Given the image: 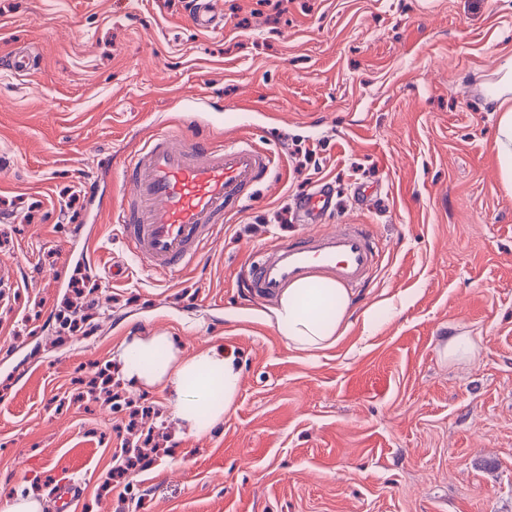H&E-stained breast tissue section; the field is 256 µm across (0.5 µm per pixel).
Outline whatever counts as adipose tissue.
Here are the masks:
<instances>
[{
    "instance_id": "obj_1",
    "label": "adipose tissue",
    "mask_w": 512,
    "mask_h": 512,
    "mask_svg": "<svg viewBox=\"0 0 512 512\" xmlns=\"http://www.w3.org/2000/svg\"><path fill=\"white\" fill-rule=\"evenodd\" d=\"M497 74L488 94L499 114L493 149L503 183L511 187L512 50L502 53ZM354 311L350 291L332 278L315 276L284 288L266 319L294 350L315 353L336 345ZM119 359L133 385L167 391L173 418L194 434L208 433L222 424L236 402L241 369L223 348L211 347L185 359L168 333L155 332L122 342Z\"/></svg>"
}]
</instances>
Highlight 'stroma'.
<instances>
[{
    "instance_id": "1",
    "label": "stroma",
    "mask_w": 512,
    "mask_h": 512,
    "mask_svg": "<svg viewBox=\"0 0 512 512\" xmlns=\"http://www.w3.org/2000/svg\"><path fill=\"white\" fill-rule=\"evenodd\" d=\"M193 0H0V512L77 487V512H512V191L492 149L483 88L512 46V0H221L196 31ZM190 100L214 132L270 148L278 175L229 217L191 270L131 265L99 198L120 201L126 146ZM250 109H240L242 101ZM97 181L98 197L87 194ZM335 220L383 248L336 346L291 348L236 278L305 229L319 182ZM358 185L377 187L360 207ZM83 255L99 277L91 318L62 321ZM169 333L189 358L223 345L241 365L233 409L203 435L167 394L124 379L125 339ZM463 333L475 358L452 362ZM114 371L144 398L167 454L109 485L123 407L87 400ZM192 21L198 31H213L221 26L223 16L217 0H197L194 3ZM1 64L17 72L33 70L34 58L21 46L14 47L7 55H1ZM443 354L448 359L462 360L473 355L475 343L471 336L465 334H455L447 336L441 345Z\"/></svg>"
}]
</instances>
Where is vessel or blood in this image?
I'll list each match as a JSON object with an SVG mask.
<instances>
[{"mask_svg": "<svg viewBox=\"0 0 512 512\" xmlns=\"http://www.w3.org/2000/svg\"><path fill=\"white\" fill-rule=\"evenodd\" d=\"M192 21L202 32L221 26L218 0H195ZM196 125L194 114H184L179 130L153 129L135 146L121 167L128 191L112 211L129 255L170 275L194 265L225 219L251 202L275 171L268 148L242 135L203 138ZM303 207L312 230L272 244L248 263L240 285L256 301L318 274L359 288L377 269L381 254L371 225H324L336 208L327 188L308 194Z\"/></svg>", "mask_w": 512, "mask_h": 512, "instance_id": "b4317fda", "label": "vessel or blood"}]
</instances>
